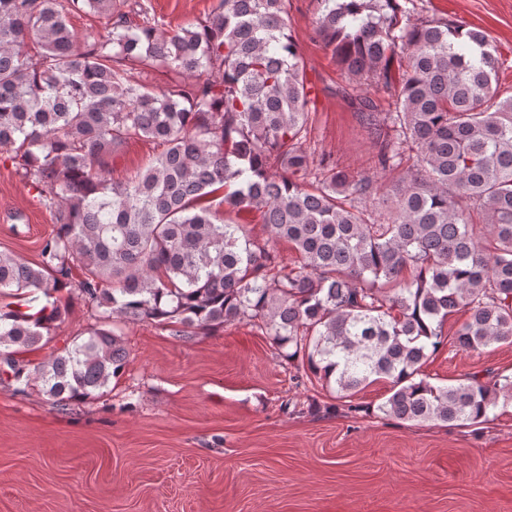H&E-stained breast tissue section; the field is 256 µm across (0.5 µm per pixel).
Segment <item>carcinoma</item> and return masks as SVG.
<instances>
[{
  "label": "carcinoma",
  "instance_id": "obj_1",
  "mask_svg": "<svg viewBox=\"0 0 512 512\" xmlns=\"http://www.w3.org/2000/svg\"><path fill=\"white\" fill-rule=\"evenodd\" d=\"M318 2L314 32L350 78L397 87L386 110L348 93L374 168L397 174L379 213L367 206L371 176L316 165L305 147L316 96L287 0H222L169 33L131 24L117 0H69L110 21L83 43L61 0H0V149L56 212L38 261L0 252V381L38 383L63 410L122 374L120 323L180 334L237 322L339 400L387 381L385 418L475 426L512 406V375L486 368L437 385L422 373L449 343L512 344V96L494 86L492 40L412 22L413 0ZM151 66L182 81L154 91L132 78ZM139 139L162 150L110 181L108 159ZM220 191L225 211L259 215L266 240L218 220ZM66 289L94 307L95 325L44 362H20L17 349L61 320L53 297Z\"/></svg>",
  "mask_w": 512,
  "mask_h": 512
}]
</instances>
